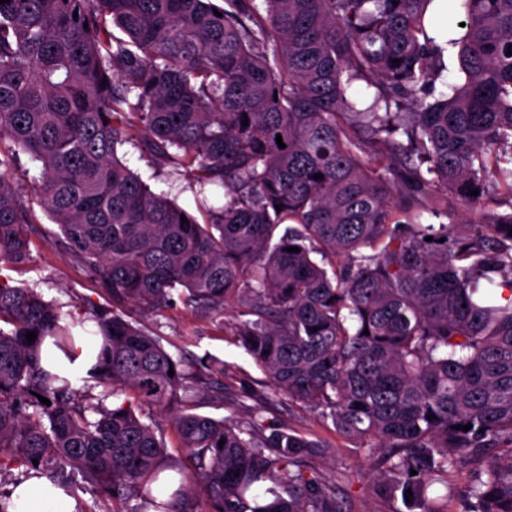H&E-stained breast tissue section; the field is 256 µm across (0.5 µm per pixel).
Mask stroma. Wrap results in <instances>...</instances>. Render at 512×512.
I'll return each mask as SVG.
<instances>
[{
    "label": "stroma",
    "instance_id": "1",
    "mask_svg": "<svg viewBox=\"0 0 512 512\" xmlns=\"http://www.w3.org/2000/svg\"><path fill=\"white\" fill-rule=\"evenodd\" d=\"M119 156L148 183L154 192L174 198L188 211H195L196 199L189 179L177 165L154 164L141 158L137 149L123 147ZM33 171L30 157L16 153L8 167L9 179L32 214L30 259L21 266H0V275L10 284L29 288L58 307L67 323L76 324L83 335H98L95 312L113 308L112 294L91 277L75 257L58 225L53 224L39 199L29 187ZM125 311L140 326L161 337L164 347L173 355L190 354L203 367L223 366L221 381L223 398L193 397L176 401L166 408L144 405L143 420H155L168 454L189 465L187 452L178 446L171 425L174 416L194 412L215 418L235 416L246 420L251 416L275 421L284 427L321 439L329 444L321 456L311 459L316 475L335 485L344 494L349 512H400L401 502L377 495L373 490L374 472L358 441L339 436L331 424L322 420L302 404L273 394L267 375L239 347L236 340L238 317L235 307H227L223 315L196 311L183 303H175L152 311L126 305Z\"/></svg>",
    "mask_w": 512,
    "mask_h": 512
}]
</instances>
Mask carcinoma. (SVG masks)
<instances>
[{
	"instance_id": "carcinoma-1",
	"label": "carcinoma",
	"mask_w": 512,
	"mask_h": 512,
	"mask_svg": "<svg viewBox=\"0 0 512 512\" xmlns=\"http://www.w3.org/2000/svg\"><path fill=\"white\" fill-rule=\"evenodd\" d=\"M434 3L7 0L0 140L38 164L34 194L115 298L236 305L237 341L273 392L367 442L377 494L447 512L429 489L471 467L464 512H512V211L464 240L421 222L451 217L450 195L469 207L512 198V0H452L464 33L445 36ZM448 57L463 79L437 98ZM354 82L374 89L370 104L347 94ZM126 144L184 168L207 223L124 164ZM215 186L229 197L217 207L205 197ZM29 224L0 171V262L29 261ZM2 322L0 473L81 480L113 512H198L133 406L164 409L197 386L191 356L101 314L90 374L110 390L83 402L41 366L45 337L74 340L53 305L1 281ZM125 391L134 401L105 404ZM173 424L208 512H346L335 486L301 468L326 444L257 420ZM178 477L169 500L151 495Z\"/></svg>"
}]
</instances>
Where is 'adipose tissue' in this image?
<instances>
[{"label": "adipose tissue", "instance_id": "adipose-tissue-1", "mask_svg": "<svg viewBox=\"0 0 512 512\" xmlns=\"http://www.w3.org/2000/svg\"><path fill=\"white\" fill-rule=\"evenodd\" d=\"M99 344V339L83 336L75 342L71 353L66 354L52 343H44L43 364L73 377L86 373L95 362L94 352ZM78 506L69 489L36 472L13 485L9 500V512H77Z\"/></svg>", "mask_w": 512, "mask_h": 512}]
</instances>
